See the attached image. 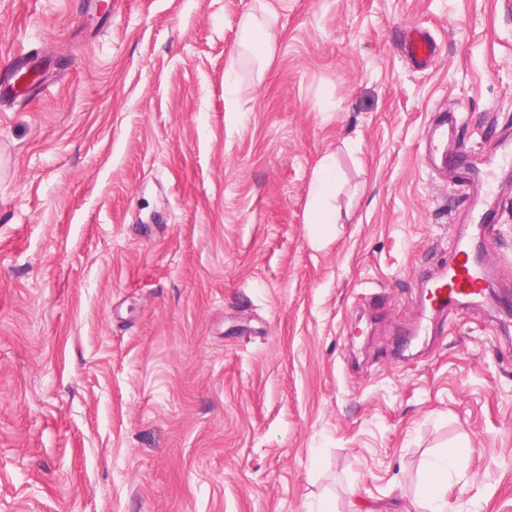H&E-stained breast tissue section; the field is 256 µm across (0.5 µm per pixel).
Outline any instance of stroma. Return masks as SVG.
Wrapping results in <instances>:
<instances>
[{"instance_id":"35a3bbf8","label":"stroma","mask_w":512,"mask_h":512,"mask_svg":"<svg viewBox=\"0 0 512 512\" xmlns=\"http://www.w3.org/2000/svg\"><path fill=\"white\" fill-rule=\"evenodd\" d=\"M18 44L48 92L0 99V512H427L432 463L446 512H512V338L418 289L512 145V0H0ZM488 203L512 280V171ZM244 48L263 55L268 51L274 39V32L257 15H248L242 23ZM320 178L318 180V183L315 188L314 192V199L316 201V206L312 212L311 216V223L313 224H324L325 217L320 210V208L317 206L319 201L323 198H326L333 192L334 188V181L331 176V173L329 172L327 166L323 165L320 168Z\"/></svg>"}]
</instances>
